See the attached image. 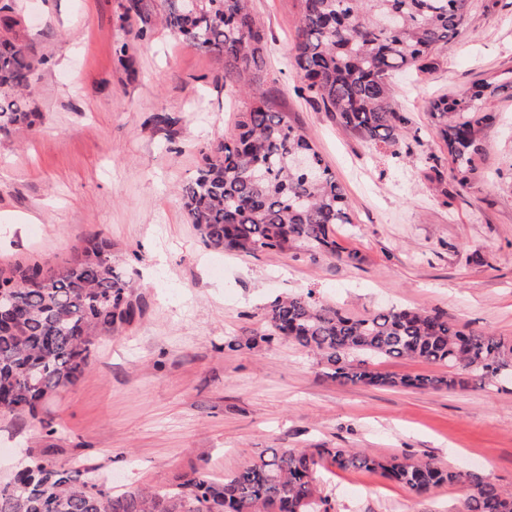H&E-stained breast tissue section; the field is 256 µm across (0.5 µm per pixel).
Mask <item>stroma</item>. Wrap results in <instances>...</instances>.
<instances>
[{"label":"stroma","instance_id":"35a3bbf8","mask_svg":"<svg viewBox=\"0 0 512 512\" xmlns=\"http://www.w3.org/2000/svg\"><path fill=\"white\" fill-rule=\"evenodd\" d=\"M14 34L42 65L25 98L42 123L0 139V269L54 271L97 236L139 312L103 338L91 367L44 404L42 422L0 413V481L40 457L97 467L114 490L201 468L220 479L266 448H356L428 457L512 489V382L425 392L343 385L289 340L258 348L276 298L314 291L362 316L440 311L512 340V91L490 98L480 174L461 184L429 102L512 69V0H471L432 59L392 76L418 140L374 143L302 91L293 65L299 0H251L267 34L261 89L300 126L346 194L336 241L348 263L302 247L245 255L205 247L182 189L199 150L232 138L249 95L224 62L160 24L134 38L125 0H11ZM125 46L124 59L114 50ZM174 117L171 125L158 115ZM330 512H461L468 490L420 497L360 471L325 468Z\"/></svg>","mask_w":512,"mask_h":512}]
</instances>
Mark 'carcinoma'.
Returning a JSON list of instances; mask_svg holds the SVG:
<instances>
[{"mask_svg":"<svg viewBox=\"0 0 512 512\" xmlns=\"http://www.w3.org/2000/svg\"><path fill=\"white\" fill-rule=\"evenodd\" d=\"M126 19L150 34L148 0H126ZM470 0H301L294 63L324 111L352 133L387 145L406 138L412 121L393 101L396 71L432 57L465 24ZM162 25L178 38L224 58V84L250 93L230 140L200 149L201 164L184 188L189 222L209 248L256 255L294 246L340 255L334 227L351 223L342 186L308 136L274 111L258 72L267 42L249 0H160ZM43 61L17 37L0 38V138L30 128L37 112L17 95L30 88ZM512 90V71L491 72L428 112L463 183L483 156L481 132L496 121L487 99ZM300 154L315 172L296 168ZM10 296V323L0 324V402L7 412L42 422L40 408L91 366L105 336L135 314L129 280L112 265V242L89 241L53 273L38 266L0 270V295ZM267 332L246 338L256 346L291 340L318 356L342 384L453 391L472 376H512V342L468 330L448 315L414 308L354 316L321 304L312 293L273 301ZM419 359L443 374L393 377L369 367L376 359ZM330 464L362 470L416 494L464 483L463 512H512V491L478 472L446 469L431 459L376 457L355 448H266L218 481L195 470L156 488L112 491L84 464L32 459L0 483V512H329L315 474Z\"/></svg>","mask_w":512,"mask_h":512,"instance_id":"1","label":"carcinoma"}]
</instances>
